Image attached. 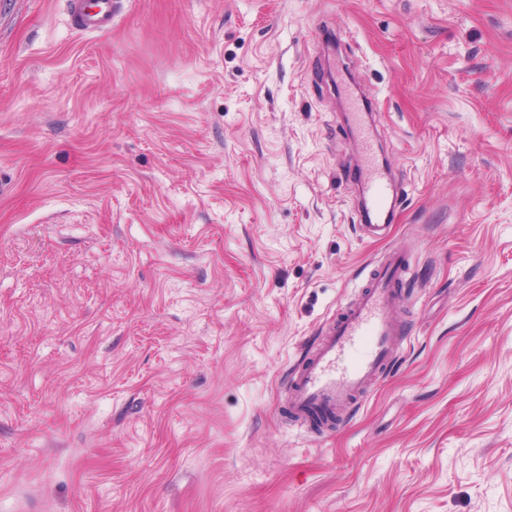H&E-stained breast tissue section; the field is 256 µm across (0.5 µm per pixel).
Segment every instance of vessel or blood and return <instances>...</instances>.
I'll list each match as a JSON object with an SVG mask.
<instances>
[{
  "label": "vessel or blood",
  "mask_w": 512,
  "mask_h": 512,
  "mask_svg": "<svg viewBox=\"0 0 512 512\" xmlns=\"http://www.w3.org/2000/svg\"><path fill=\"white\" fill-rule=\"evenodd\" d=\"M74 23L87 33L112 27V0H71ZM361 168L363 203L370 215L367 234L385 236L399 205L400 193L387 174L376 167L371 152H364ZM408 255L393 251L382 257L352 299L327 322L311 354L299 364L288 382L286 401L295 423L304 424L313 412H336L354 405L365 389L386 373L394 348L404 337L396 318L398 283Z\"/></svg>",
  "instance_id": "obj_1"
}]
</instances>
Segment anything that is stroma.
<instances>
[{
	"mask_svg": "<svg viewBox=\"0 0 512 512\" xmlns=\"http://www.w3.org/2000/svg\"><path fill=\"white\" fill-rule=\"evenodd\" d=\"M0 0V512H512V0ZM406 196L364 233L347 94ZM404 249L395 367L287 378ZM74 23L87 33H101L112 27V0H70Z\"/></svg>",
	"mask_w": 512,
	"mask_h": 512,
	"instance_id": "35a3bbf8",
	"label": "stroma"
}]
</instances>
